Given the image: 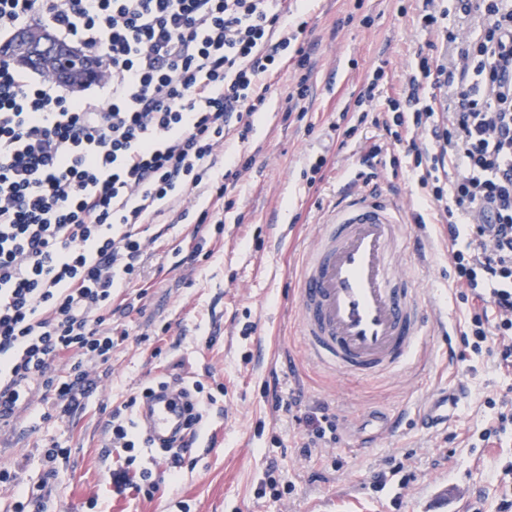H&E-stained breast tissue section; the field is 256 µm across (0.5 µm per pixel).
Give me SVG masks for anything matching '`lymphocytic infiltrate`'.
I'll list each match as a JSON object with an SVG mask.
<instances>
[{"label":"lymphocytic infiltrate","mask_w":512,"mask_h":512,"mask_svg":"<svg viewBox=\"0 0 512 512\" xmlns=\"http://www.w3.org/2000/svg\"><path fill=\"white\" fill-rule=\"evenodd\" d=\"M477 32L443 26L427 0L421 31L451 57L417 51L400 97L375 106L384 69L354 101L355 123L383 131L361 175L408 166L442 219L454 281L471 300L466 353L512 368V0H457ZM40 23L99 60L111 97H74L0 57V415L30 402L84 409L89 365H110L120 281L138 279L142 234L178 224L190 192L223 199L255 158L217 167L226 139L249 144L283 61L294 75L283 122H299L316 62L299 42L305 20L281 0H0V36ZM65 361V374L55 361Z\"/></svg>","instance_id":"obj_1"}]
</instances>
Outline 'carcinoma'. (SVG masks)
Masks as SVG:
<instances>
[{
  "mask_svg": "<svg viewBox=\"0 0 512 512\" xmlns=\"http://www.w3.org/2000/svg\"><path fill=\"white\" fill-rule=\"evenodd\" d=\"M26 34H36L46 40L52 36V33L43 25L26 27L18 31L5 46H0V55L10 57L21 68L37 71L58 81L69 90L82 88L97 77V65L83 57L80 58L73 68L66 71L59 70V57L66 53V48L63 44L57 49L52 48L43 53H38L34 58L25 54L22 51L25 41L21 40V37Z\"/></svg>",
  "mask_w": 512,
  "mask_h": 512,
  "instance_id": "obj_1",
  "label": "carcinoma"
}]
</instances>
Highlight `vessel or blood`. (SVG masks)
Listing matches in <instances>:
<instances>
[{"label": "vessel or blood", "mask_w": 512, "mask_h": 512, "mask_svg": "<svg viewBox=\"0 0 512 512\" xmlns=\"http://www.w3.org/2000/svg\"><path fill=\"white\" fill-rule=\"evenodd\" d=\"M407 231L399 205L361 194L337 204L319 225L296 273L298 334L325 368L365 379L407 366L426 334L419 291L399 258ZM154 443L171 438L184 416L171 393L138 411Z\"/></svg>", "instance_id": "obj_1"}]
</instances>
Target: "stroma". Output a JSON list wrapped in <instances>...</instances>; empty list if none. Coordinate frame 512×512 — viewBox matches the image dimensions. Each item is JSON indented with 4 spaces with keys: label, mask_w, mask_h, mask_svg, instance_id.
<instances>
[{
    "label": "stroma",
    "mask_w": 512,
    "mask_h": 512,
    "mask_svg": "<svg viewBox=\"0 0 512 512\" xmlns=\"http://www.w3.org/2000/svg\"><path fill=\"white\" fill-rule=\"evenodd\" d=\"M423 4L300 0L304 37L318 61L304 121L281 120L292 70L283 65L270 79L266 112L255 120L248 146L255 163L229 192L233 208L192 194L185 199L191 214L214 217L199 257L180 264L173 254L192 249V224H155L145 232L141 277L149 289L143 296L134 287L123 290L134 307L113 326L128 336L116 341L109 367L91 366L97 388L85 408L54 414L37 389L30 405L0 427V467L16 470L27 485L42 477L43 446L64 447L58 478L47 486L49 512H470L480 494L484 512H496L495 476L512 461V436L485 449L473 447L472 438L491 416L485 399L512 387V370L475 355L449 361V352L462 348L469 305L454 282L438 217L414 181L388 169L378 180L383 193L425 220L410 227L423 253L400 258L423 290L430 324L410 367L351 379L310 362L295 332V270L318 224L357 189L361 155L382 141L366 125L340 150L330 125L376 68L385 70L381 103L401 90L419 48L430 44L445 53L442 41L417 24ZM320 155L327 164L308 185L304 170ZM177 376L199 381L216 403L206 414L208 443L174 471L150 449L131 454L112 443L109 429L113 409L149 381ZM271 387L296 397L297 406L275 408ZM441 393L453 400L447 423L422 425L419 414ZM322 414L335 417L339 439L303 455L304 419ZM393 460L412 473L408 488L391 482L376 490L378 472ZM130 463L151 469L152 495L115 487L113 470ZM458 480L467 495L453 490Z\"/></svg>",
    "instance_id": "stroma-1"
}]
</instances>
